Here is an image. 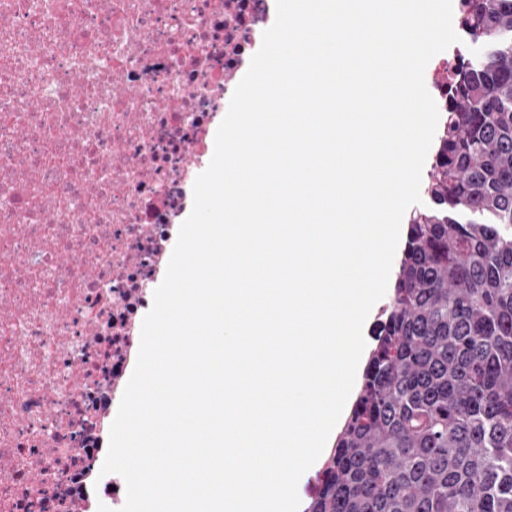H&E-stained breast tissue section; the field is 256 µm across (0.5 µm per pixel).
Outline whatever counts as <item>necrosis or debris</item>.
<instances>
[{
  "mask_svg": "<svg viewBox=\"0 0 512 512\" xmlns=\"http://www.w3.org/2000/svg\"><path fill=\"white\" fill-rule=\"evenodd\" d=\"M0 512L101 477L151 293L275 0H0Z\"/></svg>",
  "mask_w": 512,
  "mask_h": 512,
  "instance_id": "necrosis-or-debris-1",
  "label": "necrosis or debris"
}]
</instances>
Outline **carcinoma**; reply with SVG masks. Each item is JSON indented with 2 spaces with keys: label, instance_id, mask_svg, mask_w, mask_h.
I'll return each instance as SVG.
<instances>
[{
  "label": "carcinoma",
  "instance_id": "cac0c4a2",
  "mask_svg": "<svg viewBox=\"0 0 512 512\" xmlns=\"http://www.w3.org/2000/svg\"><path fill=\"white\" fill-rule=\"evenodd\" d=\"M476 52L361 386L306 512H512V0H459Z\"/></svg>",
  "mask_w": 512,
  "mask_h": 512
}]
</instances>
